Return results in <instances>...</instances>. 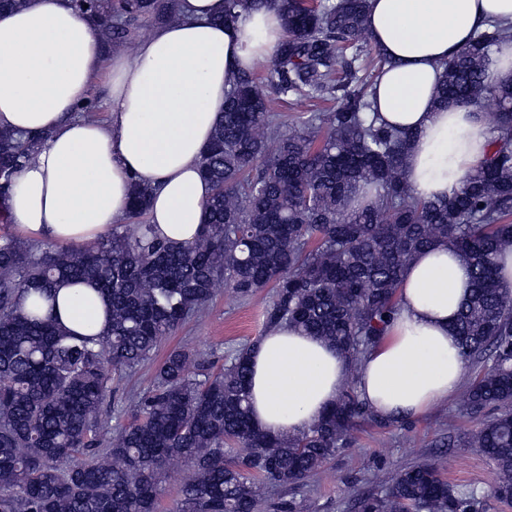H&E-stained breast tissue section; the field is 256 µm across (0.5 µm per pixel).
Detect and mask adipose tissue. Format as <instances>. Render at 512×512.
Returning a JSON list of instances; mask_svg holds the SVG:
<instances>
[{"mask_svg": "<svg viewBox=\"0 0 512 512\" xmlns=\"http://www.w3.org/2000/svg\"><path fill=\"white\" fill-rule=\"evenodd\" d=\"M174 21L158 25L132 53L105 56L96 29L71 0H27L0 13V127L47 134L15 178L7 204L31 235L88 244L124 223L131 185L151 184L149 220L163 239L188 245L201 235L212 187L202 154L224 112L233 74L271 58L285 37L272 10L240 13L224 24V0H177ZM512 24V0H369L367 33L390 59L378 78L379 123L412 133L404 179L423 200L459 191L486 159L493 131L476 108L438 106L442 65L490 23ZM109 69L110 123L77 110ZM469 294L466 263L437 245L405 270L400 304L362 362L361 400L397 422L426 413L460 389L466 360L454 323ZM67 329L99 334L105 303L88 285L56 293ZM251 418L288 436L309 429L348 378L343 355L322 339L280 324L249 351Z\"/></svg>", "mask_w": 512, "mask_h": 512, "instance_id": "ef3b65f1", "label": "adipose tissue"}]
</instances>
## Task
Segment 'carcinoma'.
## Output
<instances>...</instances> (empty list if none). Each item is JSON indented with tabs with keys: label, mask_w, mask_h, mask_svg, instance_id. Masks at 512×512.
<instances>
[{
	"label": "carcinoma",
	"mask_w": 512,
	"mask_h": 512,
	"mask_svg": "<svg viewBox=\"0 0 512 512\" xmlns=\"http://www.w3.org/2000/svg\"><path fill=\"white\" fill-rule=\"evenodd\" d=\"M100 36L128 38L141 20L176 18L175 0H72ZM270 8L287 35L266 78L238 73L224 117L201 161L211 184L205 231L190 245L160 240L148 220L153 188L132 184L123 225L90 246L64 249L0 235V512H157L162 472L189 470L177 512H259L269 490L295 483L350 448L362 423L377 422L356 390L363 358L399 305L411 259L446 244L470 270L471 293L454 326L472 376L465 408L493 407L471 440L495 466L493 496L512 501V293L497 256L512 248V85L491 88L492 47L509 29L478 33L443 65L436 100L496 106L493 148L448 198L416 199L403 177L411 135L377 124V73L358 83L366 0H224L223 23ZM355 54L346 57V51ZM290 95L336 101L282 129L271 108ZM45 137L0 130V204L14 174ZM377 189L358 203L359 190ZM88 282L107 299V327L77 335L46 311L50 288ZM239 299L270 288V328L286 322L333 345L350 381L307 431L278 438L250 416L248 351L219 370L202 353H168L147 390L116 409L131 421L108 440L102 407L111 374L148 361L161 342L203 312L219 285ZM384 490L359 512H487L485 497L452 485L436 462L381 476Z\"/></svg>",
	"instance_id": "obj_1"
}]
</instances>
